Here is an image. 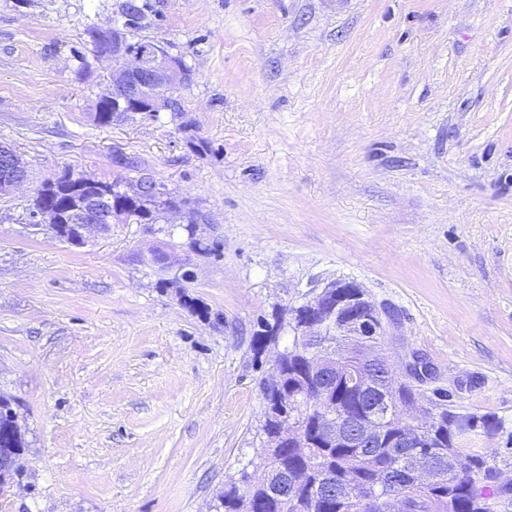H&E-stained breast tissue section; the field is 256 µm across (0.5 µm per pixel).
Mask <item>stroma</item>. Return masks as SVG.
Wrapping results in <instances>:
<instances>
[{
  "instance_id": "1",
  "label": "stroma",
  "mask_w": 512,
  "mask_h": 512,
  "mask_svg": "<svg viewBox=\"0 0 512 512\" xmlns=\"http://www.w3.org/2000/svg\"><path fill=\"white\" fill-rule=\"evenodd\" d=\"M124 2L0 0V144L29 167L0 198V393L27 442L0 512H215L260 445L254 334L334 279L394 314L382 348L421 356L426 399L503 421L468 446L512 478V0H135L133 39L191 80L100 126L85 31ZM66 170L162 184L220 256L180 290L151 253L182 230H34L32 188Z\"/></svg>"
}]
</instances>
